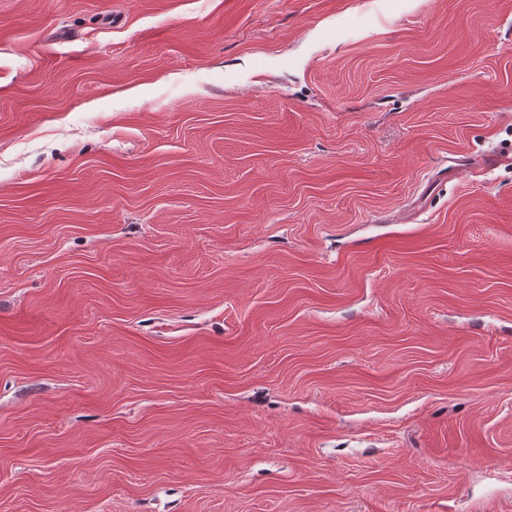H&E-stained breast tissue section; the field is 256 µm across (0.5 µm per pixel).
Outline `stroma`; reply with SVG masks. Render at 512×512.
Masks as SVG:
<instances>
[{
    "label": "stroma",
    "instance_id": "35a3bbf8",
    "mask_svg": "<svg viewBox=\"0 0 512 512\" xmlns=\"http://www.w3.org/2000/svg\"><path fill=\"white\" fill-rule=\"evenodd\" d=\"M0 512H512V0H0Z\"/></svg>",
    "mask_w": 512,
    "mask_h": 512
}]
</instances>
